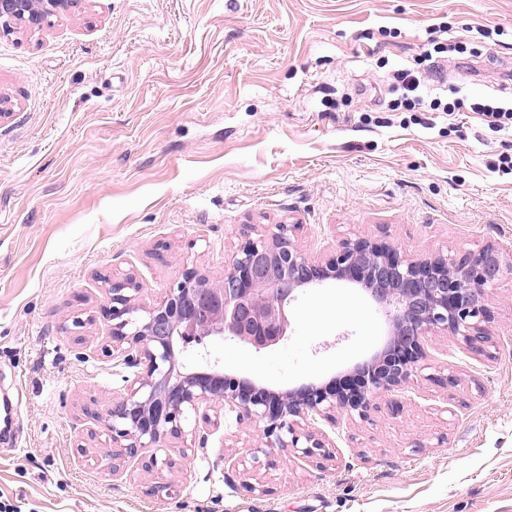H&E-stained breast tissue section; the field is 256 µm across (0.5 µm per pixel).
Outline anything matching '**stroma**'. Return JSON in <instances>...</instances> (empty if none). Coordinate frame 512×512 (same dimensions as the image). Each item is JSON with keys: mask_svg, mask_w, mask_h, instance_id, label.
Instances as JSON below:
<instances>
[{"mask_svg": "<svg viewBox=\"0 0 512 512\" xmlns=\"http://www.w3.org/2000/svg\"><path fill=\"white\" fill-rule=\"evenodd\" d=\"M433 38L452 49L429 97L512 103V0H80L0 37V512H512V275L489 296L488 355L429 337L398 416L340 417L325 468L254 466L260 425L232 415L162 500L136 464L115 481L76 452L82 402L129 389L126 368L82 358L108 334L105 278L135 276L150 305L280 224L316 254L355 235L512 253V131L390 108L395 70ZM288 315L268 349L215 336L179 361L280 391L350 371L388 334L344 282L296 290ZM448 372L456 386L433 382Z\"/></svg>", "mask_w": 512, "mask_h": 512, "instance_id": "35a3bbf8", "label": "stroma"}]
</instances>
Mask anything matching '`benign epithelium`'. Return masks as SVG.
Wrapping results in <instances>:
<instances>
[{
  "label": "benign epithelium",
  "mask_w": 512,
  "mask_h": 512,
  "mask_svg": "<svg viewBox=\"0 0 512 512\" xmlns=\"http://www.w3.org/2000/svg\"><path fill=\"white\" fill-rule=\"evenodd\" d=\"M79 0H0V28L35 33L78 6ZM269 237L245 239L213 282L197 269L185 270L157 303H139L143 285L131 275L108 282L103 314L109 333L85 359L112 360L134 369L129 394L101 401L89 397L81 411L90 441L114 476L135 461L156 475L149 495L177 492L178 459L157 457L172 439H184L192 411L202 430H217L226 412L263 423L254 463L272 464L285 452L324 467L335 441L315 427L336 425L342 414L364 419L372 410L394 416L392 396L408 388L428 368L426 340L451 336L478 355L491 341L494 311L487 291L512 274V259L494 243L477 252L408 255L390 240L363 236L342 240L320 256L302 250L290 226L276 225ZM361 286L383 311L389 337L370 359L344 376L345 383L308 385L286 391L260 387L249 379L217 371H182L178 354L211 336L238 339L260 351L278 344L290 326L287 306L299 288L326 281Z\"/></svg>",
  "instance_id": "benign-epithelium-1"
}]
</instances>
